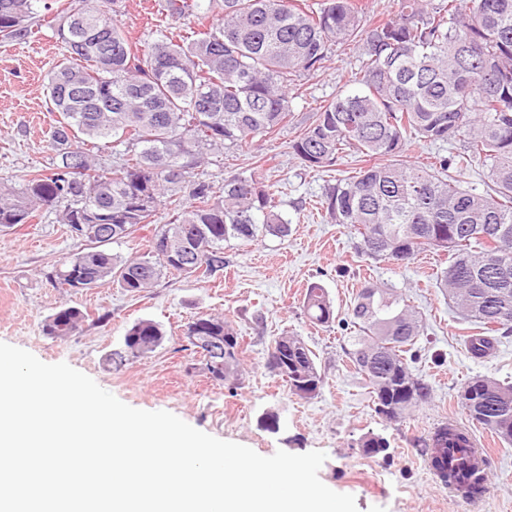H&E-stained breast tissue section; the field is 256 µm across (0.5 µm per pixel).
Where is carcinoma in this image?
Segmentation results:
<instances>
[{
    "label": "carcinoma",
    "instance_id": "1",
    "mask_svg": "<svg viewBox=\"0 0 512 512\" xmlns=\"http://www.w3.org/2000/svg\"><path fill=\"white\" fill-rule=\"evenodd\" d=\"M38 0H0V40L32 33ZM167 15L184 19L198 0H164ZM222 16L203 36L174 41L163 34L132 51L122 29L94 0H69L50 21L66 52L48 78L53 126L50 171L25 175L21 187L0 183V232L28 224L42 209L71 236L89 243L49 276L58 288L80 274L89 288L110 279L141 293L164 274L212 277L224 271V244L244 245L259 230L281 237L288 221L264 184L263 169L224 179L222 192L195 170L209 155L241 147L288 125V87L324 67L331 45L358 51L362 90L339 92L313 113L290 142L307 168L331 167L346 156L367 165L325 187L330 222L361 238L360 254L375 262L434 250L448 255L436 287L463 319L481 326L466 348L486 358L512 333V0H398L394 17L369 23L359 0H327L316 11L298 0H222ZM85 89L82 97L66 90ZM124 146L123 163L101 165L100 142ZM459 142L428 167L404 159L412 142ZM475 165L487 171L476 194L448 175ZM177 204L172 222L156 229L148 253L127 260L105 246L153 223L162 198ZM188 205L181 204V198ZM100 214L94 231L79 235L67 220L73 210ZM201 241L187 268L155 251L158 237ZM303 307L310 320L335 321L325 289L308 286ZM88 318L76 307L48 316L42 332L65 339ZM359 335L341 345L343 362L364 376L375 412L387 421L405 418L431 398L432 387L413 374L409 361L422 335V317L390 288L366 285L349 313ZM208 336L229 337L223 366L204 370L222 384L237 376L243 339L221 316L202 314ZM165 333L142 319L124 334L132 359L154 352ZM266 366L288 390L313 399L324 376L315 354L298 336H279L266 350ZM459 401L471 421L512 445V385L475 377ZM471 434L466 427L435 428L427 442L430 466L464 495L484 492L482 461H452L451 450Z\"/></svg>",
    "mask_w": 512,
    "mask_h": 512
}]
</instances>
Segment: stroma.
<instances>
[{"mask_svg": "<svg viewBox=\"0 0 512 512\" xmlns=\"http://www.w3.org/2000/svg\"><path fill=\"white\" fill-rule=\"evenodd\" d=\"M160 2L122 0L116 21L132 48L155 40L158 30L199 32L219 17L204 9L174 20L161 14ZM63 53L46 22L33 26L25 41L0 42V180L17 186L29 171L49 166L48 137L59 115L49 109L47 75ZM357 68L355 49L332 47L324 68L302 76L290 90L285 129L224 151L199 170L201 178L219 187L225 177L246 176L262 167L288 221L287 236L262 233L247 245L226 243L224 272L216 277L167 274L137 295L110 281L75 291L53 286L49 275L85 243L72 238L54 212L42 211L32 223L0 235V342L49 364L67 363L131 407L169 411L200 431L260 455L323 451L327 459L319 471L321 481L353 495L358 512H512V446L475 429L493 458L485 490L475 499L442 484L425 454L426 441L448 417L469 426L457 398L464 383L481 376L512 384V337L503 339L491 357H470L464 339L479 328L462 319L434 284L437 272L448 265L445 255L427 251L405 264L360 257L359 237L328 222L321 206L325 186L355 170V163L346 157L313 170L289 148L316 107L338 91L357 90ZM312 283L325 288L336 322L320 326L309 320L303 298ZM370 283L403 293L425 321L415 345L414 370L430 383L432 394L401 422L376 414L370 387L339 357L344 337L357 333L340 321L347 318L358 290ZM68 306L87 311L88 320L66 339L45 336L46 317ZM202 313L226 317L248 346L236 392L211 381L202 355L186 346L183 329ZM140 319L163 326V343L146 357L114 361L113 353L124 349L126 328ZM280 336L302 337L315 354L325 376L315 399L291 394L266 367V349ZM270 413L279 419L278 431L261 424ZM369 434L384 437L388 449L365 454L359 440Z\"/></svg>", "mask_w": 512, "mask_h": 512, "instance_id": "obj_1", "label": "stroma"}]
</instances>
